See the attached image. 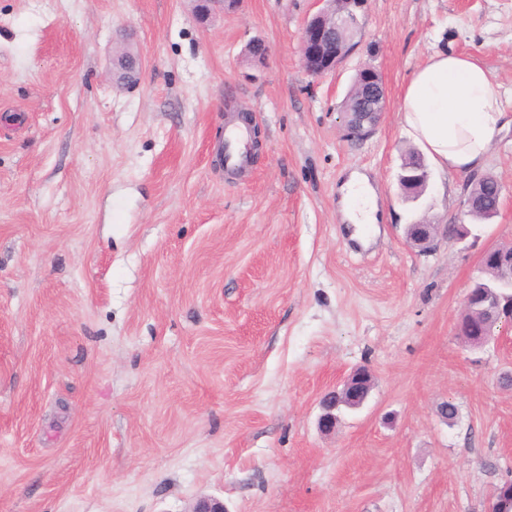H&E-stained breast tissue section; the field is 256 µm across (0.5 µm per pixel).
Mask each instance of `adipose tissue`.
Here are the masks:
<instances>
[{"label": "adipose tissue", "mask_w": 512, "mask_h": 512, "mask_svg": "<svg viewBox=\"0 0 512 512\" xmlns=\"http://www.w3.org/2000/svg\"><path fill=\"white\" fill-rule=\"evenodd\" d=\"M401 120L433 164L444 171L480 168L512 117L490 70L471 56L436 52L406 87ZM342 214L350 223L376 224L377 204L366 177L354 173L341 187Z\"/></svg>", "instance_id": "obj_1"}]
</instances>
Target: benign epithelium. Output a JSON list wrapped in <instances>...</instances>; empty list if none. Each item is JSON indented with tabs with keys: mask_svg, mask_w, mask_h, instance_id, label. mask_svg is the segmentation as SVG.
<instances>
[{
	"mask_svg": "<svg viewBox=\"0 0 512 512\" xmlns=\"http://www.w3.org/2000/svg\"><path fill=\"white\" fill-rule=\"evenodd\" d=\"M318 11L304 24L301 40V60L305 72L312 77H322L336 72L355 50L353 38L360 27L368 0H316ZM219 4L226 11L237 8L239 0H199L197 5L204 18L211 14L210 5ZM358 105L353 115L347 117L352 133L369 135L376 118L386 110V93L381 76L371 68L366 69ZM438 232L436 224H412L407 231V242L421 252L433 248ZM371 391L364 373L355 372L343 381V387L326 394L320 401L322 414L319 425L325 432L336 428V409L345 402L353 407L362 405ZM190 512H225L224 503L211 497H200Z\"/></svg>",
	"mask_w": 512,
	"mask_h": 512,
	"instance_id": "obj_1",
	"label": "benign epithelium"
}]
</instances>
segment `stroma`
<instances>
[{"label": "stroma", "instance_id": "obj_1", "mask_svg": "<svg viewBox=\"0 0 512 512\" xmlns=\"http://www.w3.org/2000/svg\"><path fill=\"white\" fill-rule=\"evenodd\" d=\"M316 0H0V512H487L512 478V325L480 348L455 325L488 245L512 243V128L481 168L502 186L467 219V173L399 184L417 143L400 107L445 49L479 58L512 113V0H368L362 43L309 77ZM264 65L247 56L251 41ZM142 61L120 83L113 57ZM386 110L349 138L362 67ZM261 146L224 171V125ZM379 224L341 220L351 173ZM466 223L428 253L410 224ZM364 405L320 431L355 369ZM456 405L444 419L440 403ZM363 372L350 374L343 382L340 390L326 394L320 401L322 414L319 418V425L325 432H331L336 428V409L341 402L353 407H359L367 399L371 387L369 381L362 382Z\"/></svg>", "mask_w": 512, "mask_h": 512}]
</instances>
